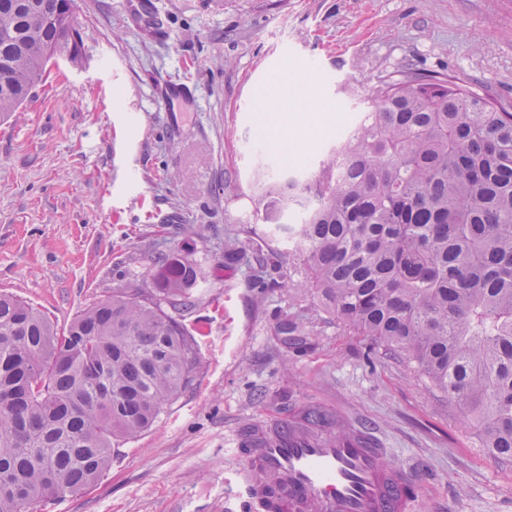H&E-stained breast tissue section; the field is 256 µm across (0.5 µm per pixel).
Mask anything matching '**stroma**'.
<instances>
[{
  "instance_id": "obj_1",
  "label": "stroma",
  "mask_w": 512,
  "mask_h": 512,
  "mask_svg": "<svg viewBox=\"0 0 512 512\" xmlns=\"http://www.w3.org/2000/svg\"><path fill=\"white\" fill-rule=\"evenodd\" d=\"M84 61L48 70L0 122V292L65 326L112 295L149 291L166 256L199 267L183 325L198 341L193 381L87 490L33 512H235L240 436L340 410L389 462L418 469L425 512H512V463L487 455L414 367L324 314L287 239L284 287L245 230L270 232L253 149L316 170L375 86L413 67L445 72L512 107V0H74ZM310 77L323 125L302 155L268 130L276 79ZM184 96L171 100L164 84ZM245 251L226 255L227 244ZM296 334L277 332L281 322Z\"/></svg>"
}]
</instances>
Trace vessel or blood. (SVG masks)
I'll use <instances>...</instances> for the list:
<instances>
[{
	"label": "vessel or blood",
	"mask_w": 512,
	"mask_h": 512,
	"mask_svg": "<svg viewBox=\"0 0 512 512\" xmlns=\"http://www.w3.org/2000/svg\"><path fill=\"white\" fill-rule=\"evenodd\" d=\"M237 497L260 512H421L411 468L389 464L383 443L352 427L330 436L305 417L258 428L237 449Z\"/></svg>",
	"instance_id": "1"
}]
</instances>
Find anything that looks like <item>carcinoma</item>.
<instances>
[{
  "label": "carcinoma",
  "instance_id": "obj_1",
  "mask_svg": "<svg viewBox=\"0 0 512 512\" xmlns=\"http://www.w3.org/2000/svg\"><path fill=\"white\" fill-rule=\"evenodd\" d=\"M73 0H0V118L54 50L83 44ZM266 222L306 256L321 309L403 357L512 460V112L420 70L380 83L314 175L258 170ZM291 214L297 222L281 224ZM60 329L0 292V512L98 483L118 442L150 429L192 381L195 337L176 318L198 269L154 268Z\"/></svg>",
  "mask_w": 512,
  "mask_h": 512
}]
</instances>
